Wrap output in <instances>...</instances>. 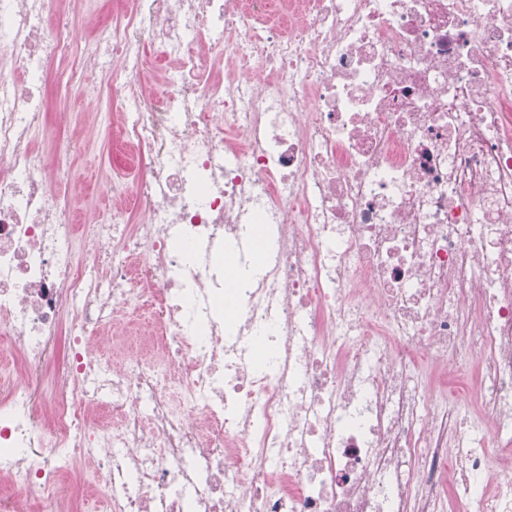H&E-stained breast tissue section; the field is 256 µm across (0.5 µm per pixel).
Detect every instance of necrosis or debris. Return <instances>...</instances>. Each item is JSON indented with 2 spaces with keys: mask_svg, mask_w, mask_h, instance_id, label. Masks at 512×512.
<instances>
[{
  "mask_svg": "<svg viewBox=\"0 0 512 512\" xmlns=\"http://www.w3.org/2000/svg\"><path fill=\"white\" fill-rule=\"evenodd\" d=\"M55 3L0 0L12 512H512V0H112L134 174L80 226L36 141ZM473 360L477 414L418 383Z\"/></svg>",
  "mask_w": 512,
  "mask_h": 512,
  "instance_id": "necrosis-or-debris-1",
  "label": "necrosis or debris"
}]
</instances>
